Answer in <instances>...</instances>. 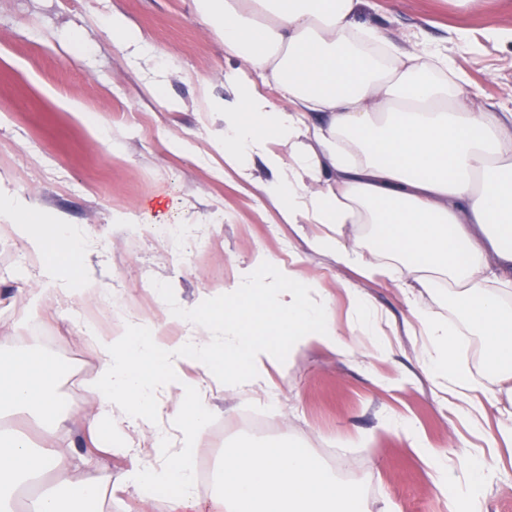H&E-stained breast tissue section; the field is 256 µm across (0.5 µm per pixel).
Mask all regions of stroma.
<instances>
[{
	"instance_id": "1",
	"label": "stroma",
	"mask_w": 512,
	"mask_h": 512,
	"mask_svg": "<svg viewBox=\"0 0 512 512\" xmlns=\"http://www.w3.org/2000/svg\"><path fill=\"white\" fill-rule=\"evenodd\" d=\"M120 12L154 52L139 56L112 37ZM359 21L406 46L444 45L476 108L512 110V0H362ZM195 10L194 0H0V225L24 205L35 221L68 224L78 257L105 295L119 301L112 317L167 320L170 310L234 281L261 255L301 276L316 275L344 336L359 333L346 288H354L386 324L393 352L349 360L314 346L295 355L287 377L273 375L276 395L256 401L249 388L210 393V431L199 448L209 474L225 449L286 445L315 456L336 481L354 486L364 512H449L428 458L412 448L405 427L429 447L448 451L463 469L482 458L493 476L487 512H512V454L473 436L447 410L434 378L418 363L420 337L410 306L456 324L453 308L428 294L410 297L402 280L361 276L308 243L321 224H283L255 183L274 178L254 162L251 180L224 170L214 147L224 115V74L239 67ZM21 239L0 243V334L27 307V281L14 272ZM105 311L98 299L68 296L53 304L23 341L53 352L62 411L91 398L96 358L82 332ZM368 437L365 446L353 439ZM74 452L97 461L104 488L91 512H167L172 488L150 502L112 479L127 465L125 449L97 447L81 432Z\"/></svg>"
}]
</instances>
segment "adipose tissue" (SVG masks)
Here are the masks:
<instances>
[{
	"mask_svg": "<svg viewBox=\"0 0 512 512\" xmlns=\"http://www.w3.org/2000/svg\"><path fill=\"white\" fill-rule=\"evenodd\" d=\"M195 2L242 62L224 75L231 90L221 105L227 166L244 178L261 160L275 176L265 191L283 222L325 225L309 243L315 253L364 275L390 272L396 263L413 287L447 291L457 331L430 311L411 312L414 333L428 339L423 365L443 380L455 412L474 428H482L488 408H495L494 444L511 448L512 111L474 108L463 79L447 80L442 49L406 50L359 23L362 0ZM252 71L264 73L281 99L260 93L248 78ZM349 224L369 225L371 237L386 240L391 263L374 262L361 239L346 236ZM8 231L25 238L35 255L49 247L67 257L76 249V234L66 224L44 231L21 215ZM41 275L47 285L31 289L14 332L38 320L57 292L71 288L96 297L101 291L79 264L67 274L50 263ZM319 293L314 281L299 282L294 270L260 258L238 270L219 317L199 320L193 307L177 313V321L191 327L192 347L150 319L106 333L87 325L98 359L94 401L83 413L88 439L119 442L132 429L152 435L153 464L143 462L140 449H129L120 485L145 501L157 488L175 487L168 512H358L355 491L332 480L313 455L279 445L228 450L209 505H202L195 487L193 458L207 440L211 408L185 365L210 374L209 350L223 341L225 385L268 395L275 387L270 369H286L280 337L296 353L319 345L356 357L359 342L343 336ZM457 333L480 336L482 374L457 364ZM4 342L0 336V416L33 419L47 434L38 448L0 436V504L47 473L56 476L57 488L38 498L35 512H65L66 498L99 501L92 460L84 462L86 477L72 480L75 458L59 444L71 419L54 395L53 356L8 349ZM161 413L178 449L153 430ZM408 437L434 459L437 490L456 489L453 512H486L482 489L490 474L484 463L455 475L444 453L428 448L416 431Z\"/></svg>",
	"mask_w": 512,
	"mask_h": 512,
	"instance_id": "1",
	"label": "adipose tissue"
}]
</instances>
